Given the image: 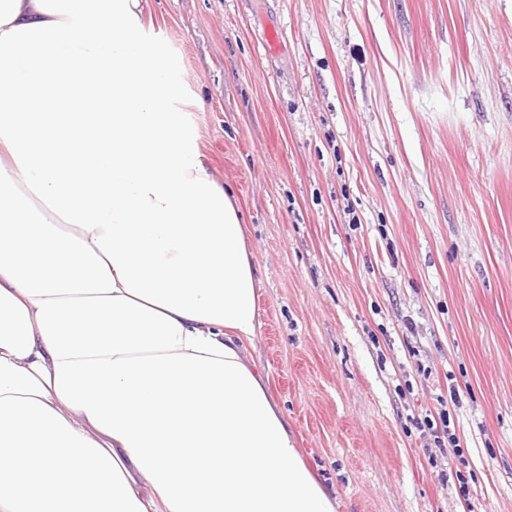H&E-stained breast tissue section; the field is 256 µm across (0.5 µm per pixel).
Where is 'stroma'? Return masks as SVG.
Here are the masks:
<instances>
[{
    "mask_svg": "<svg viewBox=\"0 0 512 512\" xmlns=\"http://www.w3.org/2000/svg\"><path fill=\"white\" fill-rule=\"evenodd\" d=\"M144 23L336 512H512V0H145ZM452 396L460 456L412 423Z\"/></svg>",
    "mask_w": 512,
    "mask_h": 512,
    "instance_id": "35a3bbf8",
    "label": "stroma"
}]
</instances>
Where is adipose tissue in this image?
Wrapping results in <instances>:
<instances>
[{
	"instance_id": "ef3b65f1",
	"label": "adipose tissue",
	"mask_w": 512,
	"mask_h": 512,
	"mask_svg": "<svg viewBox=\"0 0 512 512\" xmlns=\"http://www.w3.org/2000/svg\"><path fill=\"white\" fill-rule=\"evenodd\" d=\"M142 0H0V512H336Z\"/></svg>"
}]
</instances>
